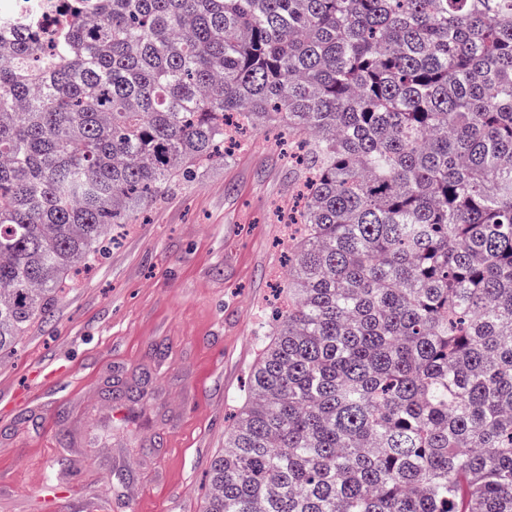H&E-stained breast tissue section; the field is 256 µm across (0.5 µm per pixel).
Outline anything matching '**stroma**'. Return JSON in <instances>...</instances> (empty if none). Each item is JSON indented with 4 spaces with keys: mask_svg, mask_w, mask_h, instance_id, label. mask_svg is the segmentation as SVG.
I'll return each instance as SVG.
<instances>
[{
    "mask_svg": "<svg viewBox=\"0 0 512 512\" xmlns=\"http://www.w3.org/2000/svg\"><path fill=\"white\" fill-rule=\"evenodd\" d=\"M287 154L256 134L172 185L0 353V512H47L55 471L76 505L130 512L126 491L139 512H201L288 271Z\"/></svg>",
    "mask_w": 512,
    "mask_h": 512,
    "instance_id": "1",
    "label": "stroma"
}]
</instances>
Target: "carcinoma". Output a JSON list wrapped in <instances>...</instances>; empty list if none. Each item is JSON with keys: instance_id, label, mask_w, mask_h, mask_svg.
Masks as SVG:
<instances>
[{"instance_id": "cac0c4a2", "label": "carcinoma", "mask_w": 512, "mask_h": 512, "mask_svg": "<svg viewBox=\"0 0 512 512\" xmlns=\"http://www.w3.org/2000/svg\"><path fill=\"white\" fill-rule=\"evenodd\" d=\"M0 45V351L277 128L284 307L204 512H512V0H72Z\"/></svg>"}]
</instances>
